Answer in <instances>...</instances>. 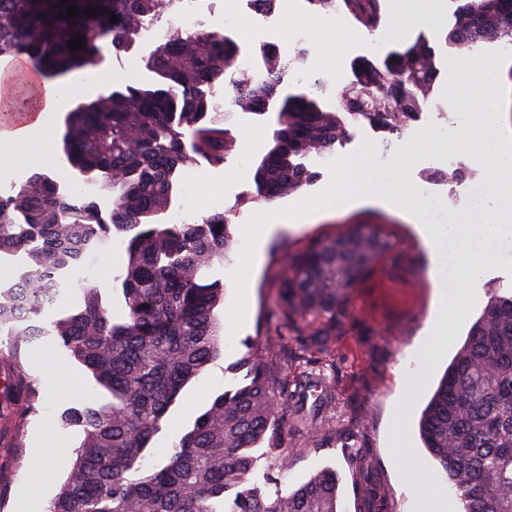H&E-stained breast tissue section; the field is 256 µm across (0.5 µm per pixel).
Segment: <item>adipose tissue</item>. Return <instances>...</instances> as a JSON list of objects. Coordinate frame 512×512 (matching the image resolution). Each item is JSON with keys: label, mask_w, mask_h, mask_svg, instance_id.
Listing matches in <instances>:
<instances>
[{"label": "adipose tissue", "mask_w": 512, "mask_h": 512, "mask_svg": "<svg viewBox=\"0 0 512 512\" xmlns=\"http://www.w3.org/2000/svg\"><path fill=\"white\" fill-rule=\"evenodd\" d=\"M440 9L439 0H396L390 25L384 31L387 39L399 38L405 26L415 21L434 19ZM15 79L33 84L27 113L31 121L12 134H0V164L43 159L52 152L54 131L51 121L72 100L101 90L116 80L134 78V64L119 72L112 69L79 70L58 81L45 80L33 70L14 71Z\"/></svg>", "instance_id": "adipose-tissue-1"}]
</instances>
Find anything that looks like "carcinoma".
Here are the masks:
<instances>
[{
    "instance_id": "1",
    "label": "carcinoma",
    "mask_w": 512,
    "mask_h": 512,
    "mask_svg": "<svg viewBox=\"0 0 512 512\" xmlns=\"http://www.w3.org/2000/svg\"><path fill=\"white\" fill-rule=\"evenodd\" d=\"M173 0H0V53L28 59L43 75L101 65L108 38L126 49ZM378 0H340L365 29L380 26ZM77 15L60 19L71 6ZM97 8V16L85 10ZM118 22H110L111 16ZM512 33V0H465L445 38L451 52L477 48ZM84 37L85 47L68 43ZM238 45L222 35L175 31L152 53L149 70L157 88L128 83L69 112L66 161L101 190L71 192L70 183L34 172L0 195V260L10 274L0 281V362L11 376L0 390L26 406L12 411L21 424L34 412V380L25 363L29 349L53 336L112 397L106 404L70 408L61 427L81 428L76 459L47 512H341L336 471L322 469L302 484L264 496L251 487L254 449L268 431L288 425L278 407L282 387L265 373L251 349L238 362L249 381L211 402L174 444L168 461L143 468L182 390L223 353L222 324L215 309L224 288L208 283L205 270L227 262L231 219L215 213L200 222L157 221L172 203L180 172L207 156L224 160L227 139L213 112L220 90L230 107L276 114L274 146L258 163L254 181L271 200L300 190L309 165L334 151L350 128L369 126L401 135L431 105L437 75L435 53L418 40L378 67L361 60L354 81L336 89V108L306 94L281 95L301 66L263 50L241 69ZM313 240L287 258L273 316L289 332L297 358L326 348L328 337L354 322L348 305L353 288L394 248L382 230ZM125 234L127 264L115 280L125 303L122 321L112 318L98 290L71 281L82 254ZM61 285L60 317L43 319L41 286ZM25 284L27 309L16 312L15 282ZM78 306L65 303L73 288ZM424 447L439 463L461 512H512V292L495 295L441 377L418 422ZM363 478L358 512H389L386 489L369 477V461L356 453ZM235 490L231 502L226 494Z\"/></svg>"
}]
</instances>
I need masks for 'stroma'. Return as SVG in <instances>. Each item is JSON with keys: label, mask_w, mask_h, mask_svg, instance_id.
Listing matches in <instances>:
<instances>
[{"label": "stroma", "mask_w": 512, "mask_h": 512, "mask_svg": "<svg viewBox=\"0 0 512 512\" xmlns=\"http://www.w3.org/2000/svg\"><path fill=\"white\" fill-rule=\"evenodd\" d=\"M440 17L406 27L397 41L380 39L378 33L357 26L353 18L341 14L330 22L347 38L332 65L319 58L318 44L307 49L305 67L290 80L287 90L318 99L321 106L335 107L333 92L350 83L356 61L370 58L375 64L393 52L404 50L423 39L433 48L438 76L431 90L432 100H440L447 79L445 37L455 23L454 14L462 0H441ZM210 30L230 37L241 26L252 30L250 42L242 51L259 52L265 42H282L281 29L287 14L311 16L307 0H276L273 17L261 23L249 8L233 14L224 8V0H202ZM222 126L227 130L228 150L224 161H200L185 169L172 210L196 209L194 190L199 181L210 184L212 202L208 213L230 209L235 218L230 226L234 240H241V226L260 208L254 182L255 164L272 145L274 121L245 112L227 116ZM261 131L257 149H245L246 131ZM365 224L384 228L391 236L395 251L383 266L354 288L349 304L355 316L353 325L337 331L323 359L328 392L312 390L300 400L283 399L279 406L287 411L288 427L270 440L269 446L256 449V469L252 481L263 494L290 488L305 482L323 468L336 469L341 479L343 512H356L355 486L358 477L352 457L366 451L374 477L389 491V512H413L410 488L420 473H431L426 494L443 496L447 488L437 478V463L423 447L418 422L433 395L438 381L465 342L469 331L498 286H512V272L505 269L485 271L478 285L476 302L461 327L455 328L454 340L427 368L425 376L413 380L402 364L405 350L421 340L423 329L443 294L429 275L430 262L419 238L401 214L377 206H360L345 212L295 226L280 228L265 249V259L254 285V302L244 327L223 355L195 378L180 395L169 421L156 436V451L147 456L146 466L164 464L172 446L186 426L202 412L215 396L233 388L244 377L234 365L249 346L261 348L267 375L277 383L293 382L304 371L302 362L288 357V343L270 317L279 278L286 256L304 249L310 239L344 232L349 225ZM126 259L124 247L104 245L93 255L84 277L98 286L102 301L113 316L123 312V297L118 282H102L105 270L120 274ZM27 371L40 391L38 412L20 432V446L13 450L0 447V481L5 482L8 497L0 503V512H21L24 500L48 505L63 484L73 462L72 457H48L46 463L55 471L51 482H44L30 471L32 455L42 448L60 445L76 449L84 435L80 428H59L57 419L69 408L106 402L107 396L95 387L85 369L52 339H45L27 355ZM286 449L287 463H280L276 451Z\"/></svg>", "instance_id": "1"}]
</instances>
